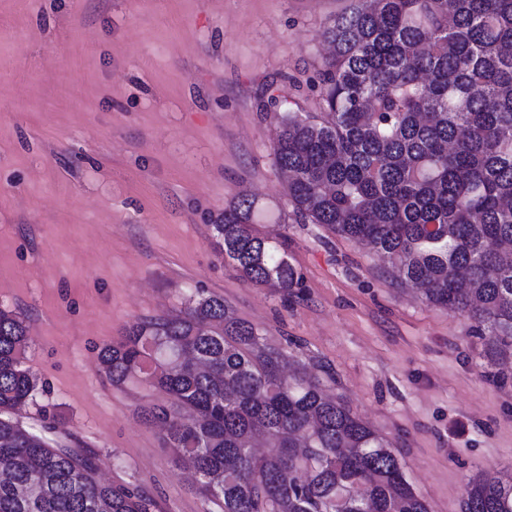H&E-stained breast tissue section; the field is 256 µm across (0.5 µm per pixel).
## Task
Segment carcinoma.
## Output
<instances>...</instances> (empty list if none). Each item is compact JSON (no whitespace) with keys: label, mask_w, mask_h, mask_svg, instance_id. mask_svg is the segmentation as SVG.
<instances>
[{"label":"carcinoma","mask_w":512,"mask_h":512,"mask_svg":"<svg viewBox=\"0 0 512 512\" xmlns=\"http://www.w3.org/2000/svg\"><path fill=\"white\" fill-rule=\"evenodd\" d=\"M322 109L277 116L272 154L301 224L365 243L434 306L464 312L483 376L512 382V0H359L321 33ZM255 197L225 203L214 249L244 280L288 294V237ZM23 319L0 310V512H158L96 479L100 459L14 418L38 388ZM224 298L139 318L99 360L114 385L169 396L146 412L219 512H428L394 449ZM461 512H512V478L467 479Z\"/></svg>","instance_id":"1"}]
</instances>
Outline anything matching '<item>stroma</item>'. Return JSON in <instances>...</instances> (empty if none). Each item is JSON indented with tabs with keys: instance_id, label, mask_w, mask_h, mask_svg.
I'll list each match as a JSON object with an SVG mask.
<instances>
[{
	"instance_id": "obj_1",
	"label": "stroma",
	"mask_w": 512,
	"mask_h": 512,
	"mask_svg": "<svg viewBox=\"0 0 512 512\" xmlns=\"http://www.w3.org/2000/svg\"><path fill=\"white\" fill-rule=\"evenodd\" d=\"M355 0H0V308L32 330L19 412L164 512H210L144 423L165 394L116 386L101 347L136 319L224 298L392 442L430 512L479 470L512 474V384L489 383L468 314L428 305L359 242L299 224L273 162L278 112H316L320 34ZM264 207L302 276L244 281L211 245L233 196Z\"/></svg>"
}]
</instances>
